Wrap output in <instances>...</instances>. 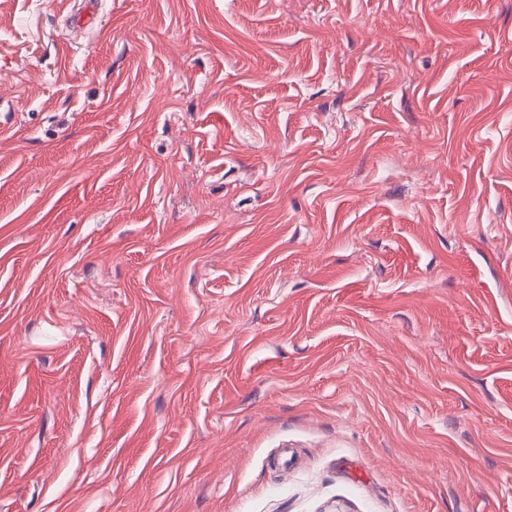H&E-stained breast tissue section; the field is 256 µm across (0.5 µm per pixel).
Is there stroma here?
Segmentation results:
<instances>
[{"label":"stroma","instance_id":"1","mask_svg":"<svg viewBox=\"0 0 512 512\" xmlns=\"http://www.w3.org/2000/svg\"><path fill=\"white\" fill-rule=\"evenodd\" d=\"M0 0V512H512V0Z\"/></svg>","mask_w":512,"mask_h":512}]
</instances>
